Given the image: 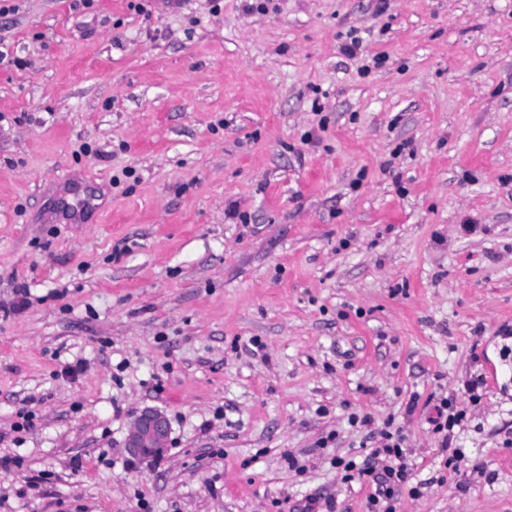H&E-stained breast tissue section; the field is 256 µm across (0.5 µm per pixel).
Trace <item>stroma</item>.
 <instances>
[{
    "mask_svg": "<svg viewBox=\"0 0 512 512\" xmlns=\"http://www.w3.org/2000/svg\"><path fill=\"white\" fill-rule=\"evenodd\" d=\"M12 3L0 512H512V0ZM169 435L168 417L160 410L145 408L131 425L125 438L124 449L132 458L148 460L166 447ZM382 445L372 451L358 467L353 460L345 463L343 459L336 458V467L343 465V470L346 472L342 477L344 481H351L354 479L355 471L358 474L359 480L364 477H370L371 481L375 483L376 490L374 495L368 497V504L371 512H380L376 510L378 507H384L383 512H393L395 507L393 505L396 489L405 482L408 476L407 464L400 446V438L394 439V436L386 431L381 433ZM382 456L387 464L382 465L377 470L376 462L372 460L376 457ZM383 502L385 505L382 506Z\"/></svg>",
    "mask_w": 512,
    "mask_h": 512,
    "instance_id": "stroma-1",
    "label": "stroma"
}]
</instances>
